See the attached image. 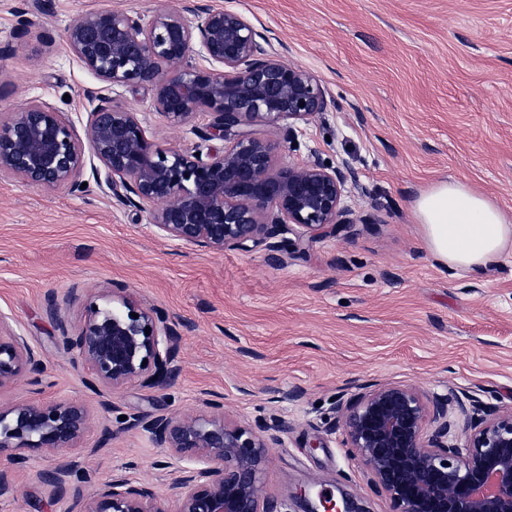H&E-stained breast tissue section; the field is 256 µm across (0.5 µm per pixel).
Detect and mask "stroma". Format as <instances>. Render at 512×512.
Instances as JSON below:
<instances>
[{
    "mask_svg": "<svg viewBox=\"0 0 512 512\" xmlns=\"http://www.w3.org/2000/svg\"><path fill=\"white\" fill-rule=\"evenodd\" d=\"M207 2L266 32L334 100L301 125L297 151L280 157L316 154L347 168L345 202L357 224L314 237L297 257L216 252L157 233L149 212L99 187L91 168L82 194L0 178V313L41 362L35 379L0 390V404L70 401L92 416L79 447L0 454V512H70L71 495L51 496L42 480L70 462L83 490L120 475L165 495L178 461L123 419L193 413L205 398L223 402L232 423L252 425L271 412L286 420L259 482L280 512H303L302 489L390 512L334 427L335 397L366 384L413 386L447 398L455 435L467 426L459 399L512 410V258L480 276L442 270L411 213L422 189L449 178L512 211V0ZM173 4L0 0V118L36 98L84 133L92 87L142 113L157 144L190 147L206 114L171 126L150 90L100 81L67 43L80 13L153 14ZM120 286L164 311L181 335L178 372L166 387L105 390L58 342L48 300L74 323L87 300Z\"/></svg>",
    "mask_w": 512,
    "mask_h": 512,
    "instance_id": "obj_1",
    "label": "stroma"
}]
</instances>
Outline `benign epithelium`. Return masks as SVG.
<instances>
[{
  "instance_id": "benign-epithelium-1",
  "label": "benign epithelium",
  "mask_w": 512,
  "mask_h": 512,
  "mask_svg": "<svg viewBox=\"0 0 512 512\" xmlns=\"http://www.w3.org/2000/svg\"><path fill=\"white\" fill-rule=\"evenodd\" d=\"M67 33L73 54L102 81L152 89L154 108L171 126L184 127L200 112L211 122L193 127L192 147L163 148L148 138L139 113L101 98L81 139L64 113L33 101L0 120V176L78 192L89 154L99 162L97 184L151 208L164 236L218 252L301 254L307 240L295 227L312 233L355 225L344 203L347 169L316 155L278 160V142L297 149V124L328 111L331 101L311 72L283 60L242 15L179 0L151 16L135 9L82 13ZM197 55L207 65L197 64ZM254 123L269 126L271 136H256ZM214 139L225 145L210 146ZM49 313L62 348L107 388L162 387L176 374L179 332L128 288L97 295L75 326L53 301ZM4 322L0 314V390L39 370L32 349L3 333ZM202 404L207 410L127 422L189 463L169 497L115 477L85 496L75 491L79 512H279L258 483L268 448L288 429L285 420L270 413L239 425L225 420L220 404ZM458 409L476 418L450 438L448 399L430 406L413 387L376 384L336 400V426L392 512H512V411L492 414L473 399ZM89 425V411L72 402L0 406V453L74 448ZM71 477L61 465L45 482L60 497Z\"/></svg>"
}]
</instances>
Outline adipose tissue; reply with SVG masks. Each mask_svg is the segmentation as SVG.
Returning a JSON list of instances; mask_svg holds the SVG:
<instances>
[{
    "label": "adipose tissue",
    "instance_id": "adipose-tissue-1",
    "mask_svg": "<svg viewBox=\"0 0 512 512\" xmlns=\"http://www.w3.org/2000/svg\"><path fill=\"white\" fill-rule=\"evenodd\" d=\"M412 208L426 248L448 270L479 274L512 255V212L467 183L437 181Z\"/></svg>",
    "mask_w": 512,
    "mask_h": 512
}]
</instances>
